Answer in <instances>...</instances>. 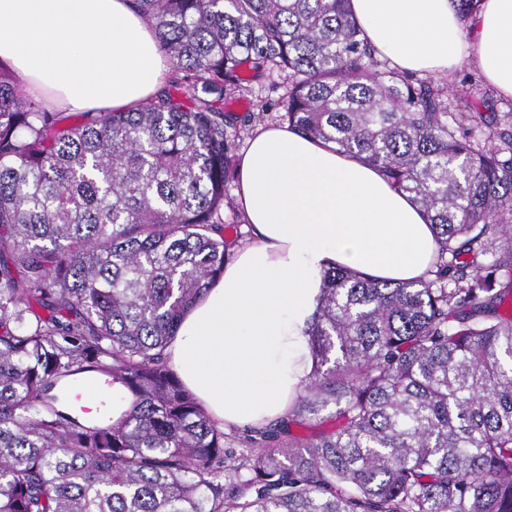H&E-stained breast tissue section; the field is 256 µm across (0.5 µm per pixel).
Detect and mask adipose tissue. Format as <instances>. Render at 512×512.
Listing matches in <instances>:
<instances>
[{
	"mask_svg": "<svg viewBox=\"0 0 512 512\" xmlns=\"http://www.w3.org/2000/svg\"><path fill=\"white\" fill-rule=\"evenodd\" d=\"M375 51L398 71L467 66L512 97V0H483L462 22L451 0H349ZM0 64L50 108L126 112L149 100L170 63L130 0H0ZM252 241L184 315L169 365L218 426L285 418L313 358L305 334L321 273L342 266L388 281L430 270L424 211L383 173L285 126L260 130L240 162Z\"/></svg>",
	"mask_w": 512,
	"mask_h": 512,
	"instance_id": "1",
	"label": "adipose tissue"
}]
</instances>
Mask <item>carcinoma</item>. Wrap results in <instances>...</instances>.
Segmentation results:
<instances>
[{
  "mask_svg": "<svg viewBox=\"0 0 512 512\" xmlns=\"http://www.w3.org/2000/svg\"><path fill=\"white\" fill-rule=\"evenodd\" d=\"M131 2L174 72L132 111L53 112L0 66V512H512V131L378 58L347 0ZM273 71L261 111L408 193L437 262L325 269L304 394L239 437L166 349L234 255L224 98ZM86 374L118 417L71 415Z\"/></svg>",
  "mask_w": 512,
  "mask_h": 512,
  "instance_id": "obj_1",
  "label": "carcinoma"
}]
</instances>
